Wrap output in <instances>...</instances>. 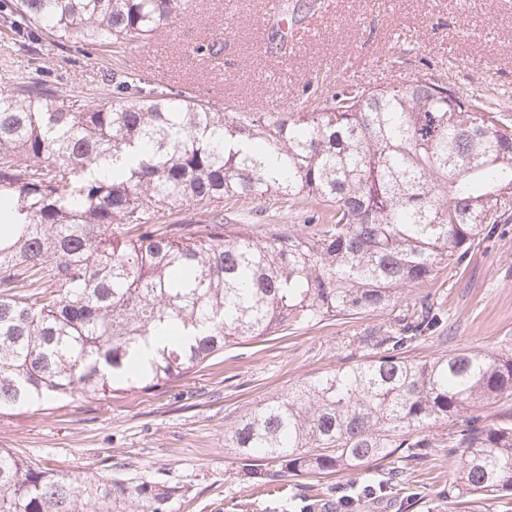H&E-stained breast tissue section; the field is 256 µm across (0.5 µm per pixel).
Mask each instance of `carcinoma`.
Instances as JSON below:
<instances>
[{"mask_svg":"<svg viewBox=\"0 0 512 512\" xmlns=\"http://www.w3.org/2000/svg\"><path fill=\"white\" fill-rule=\"evenodd\" d=\"M182 0H0V40H79L119 56ZM318 0H278L279 21ZM35 76L0 85V413L167 387L227 348L396 303L512 220V119L422 79L347 84L311 109L225 114L191 92L112 73V100L72 110ZM308 205L309 223L224 234V201ZM195 206L192 224L171 220ZM423 302L371 359L262 400L225 447L264 485L356 472L343 512L383 496L421 433L453 423L459 495L512 492V343L418 360L444 328ZM158 336L147 365L139 348ZM162 482L54 474L0 448V512H169Z\"/></svg>","mask_w":512,"mask_h":512,"instance_id":"obj_1","label":"carcinoma"}]
</instances>
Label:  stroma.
Returning a JSON list of instances; mask_svg holds the SVG:
<instances>
[{
    "label": "stroma",
    "mask_w": 512,
    "mask_h": 512,
    "mask_svg": "<svg viewBox=\"0 0 512 512\" xmlns=\"http://www.w3.org/2000/svg\"><path fill=\"white\" fill-rule=\"evenodd\" d=\"M288 28V54L271 49L266 0H183L176 23L157 39L131 43L114 58L87 48L54 46L42 59L58 82L59 99L77 108L85 96L112 97L113 72L132 70L189 88L227 112L244 106L266 112L298 109L302 89L319 96L393 76L433 79L486 95L512 110V0H322ZM220 40L219 62L194 48ZM407 52H396L397 43ZM305 205L273 198L224 207L227 233L297 229ZM447 321L446 339L428 340L414 358L446 351L500 348L512 338V233L479 242L465 262L440 270L386 309L356 319L302 326L266 341L225 350L164 392L83 397L41 409L0 415V448L43 468L73 476L144 477L176 488L171 512H289L298 495L325 498L349 476L286 483L270 493L254 485L224 430L267 396L324 371L366 360L389 325L422 301ZM456 464L448 449H427L404 466L392 499H370L361 512H512V494L494 498L449 495Z\"/></svg>",
    "instance_id": "obj_1"
}]
</instances>
